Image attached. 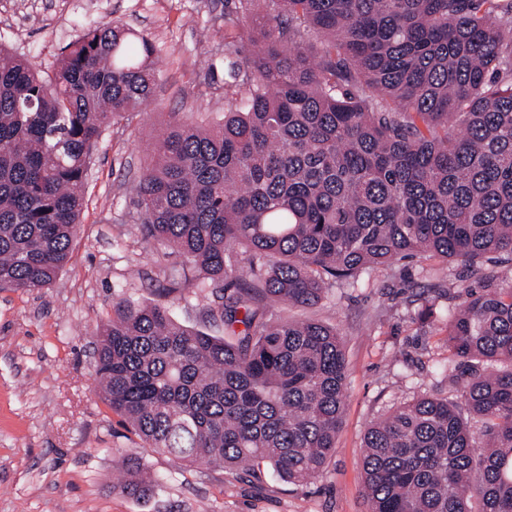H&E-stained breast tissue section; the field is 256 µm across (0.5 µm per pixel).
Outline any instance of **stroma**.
Instances as JSON below:
<instances>
[{
    "mask_svg": "<svg viewBox=\"0 0 512 512\" xmlns=\"http://www.w3.org/2000/svg\"><path fill=\"white\" fill-rule=\"evenodd\" d=\"M227 0H0V46L52 72L91 26L118 21L164 47L153 101L110 127L97 144L72 255L47 288H0V512H369L363 494L364 435L375 421L421 396L457 401L461 388L438 367L449 351L445 322L425 306L462 303L486 285L491 259L473 265L413 257L336 284L315 306L277 309L313 318L343 338L346 399L336 452L304 485L271 469L255 473L174 463L145 448L96 392V333L130 298L166 305L181 324L220 336L205 315L217 298L193 272L169 291L165 270L182 259L148 244L131 222L132 187L151 163L154 139L175 120H224ZM140 457L162 477L154 495L114 488L116 468Z\"/></svg>",
    "mask_w": 512,
    "mask_h": 512,
    "instance_id": "obj_1",
    "label": "stroma"
}]
</instances>
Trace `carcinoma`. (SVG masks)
I'll list each match as a JSON object with an SVG mask.
<instances>
[{
    "label": "carcinoma",
    "mask_w": 512,
    "mask_h": 512,
    "mask_svg": "<svg viewBox=\"0 0 512 512\" xmlns=\"http://www.w3.org/2000/svg\"><path fill=\"white\" fill-rule=\"evenodd\" d=\"M159 52L118 22L50 76L0 48V284L39 290L67 265L93 150L154 98ZM224 55V122H173L136 185L146 238L235 285L206 310L224 336L119 302L98 388L177 462L303 485L336 449L344 344L274 307L406 257L512 262V0H238ZM446 325L463 401L421 397L367 429L370 512H512V274ZM158 481L130 457L119 488Z\"/></svg>",
    "instance_id": "cac0c4a2"
}]
</instances>
